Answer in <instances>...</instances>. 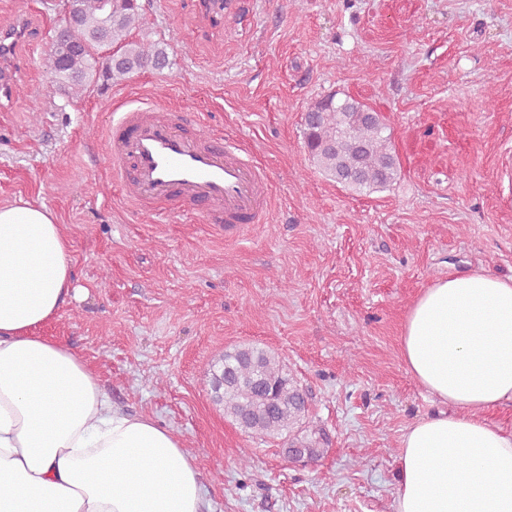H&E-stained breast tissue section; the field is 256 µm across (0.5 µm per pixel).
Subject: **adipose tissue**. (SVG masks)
<instances>
[{
  "label": "adipose tissue",
  "instance_id": "obj_1",
  "mask_svg": "<svg viewBox=\"0 0 512 512\" xmlns=\"http://www.w3.org/2000/svg\"><path fill=\"white\" fill-rule=\"evenodd\" d=\"M70 243L45 207L0 206V512H209L182 440L113 404L73 351L41 336L72 291ZM400 354L444 410L405 428L393 512H512V277L424 288Z\"/></svg>",
  "mask_w": 512,
  "mask_h": 512
}]
</instances>
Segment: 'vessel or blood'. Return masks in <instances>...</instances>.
<instances>
[{
	"label": "vessel or blood",
	"instance_id": "obj_1",
	"mask_svg": "<svg viewBox=\"0 0 512 512\" xmlns=\"http://www.w3.org/2000/svg\"><path fill=\"white\" fill-rule=\"evenodd\" d=\"M179 113L125 107L106 132L102 170L139 210H197L224 231L263 223L271 199L266 170L236 141L202 142L180 131Z\"/></svg>",
	"mask_w": 512,
	"mask_h": 512
}]
</instances>
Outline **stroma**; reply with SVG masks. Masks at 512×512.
<instances>
[{
	"label": "stroma",
	"mask_w": 512,
	"mask_h": 512,
	"mask_svg": "<svg viewBox=\"0 0 512 512\" xmlns=\"http://www.w3.org/2000/svg\"><path fill=\"white\" fill-rule=\"evenodd\" d=\"M140 4L134 36L170 68L76 95L48 66L60 0H0V26L23 31L0 104V204L58 215L78 290L41 333L114 404L179 436L211 512H392L401 435L439 410L400 356L408 308L451 272L512 276V0H238L216 24L202 0ZM329 95L385 119L389 187L350 190L310 160L305 113ZM123 97L249 144L270 175L267 221L227 237L135 211L98 175ZM243 344L306 389L318 462L290 463L281 439L249 436L214 402L212 366Z\"/></svg>",
	"instance_id": "obj_1"
}]
</instances>
